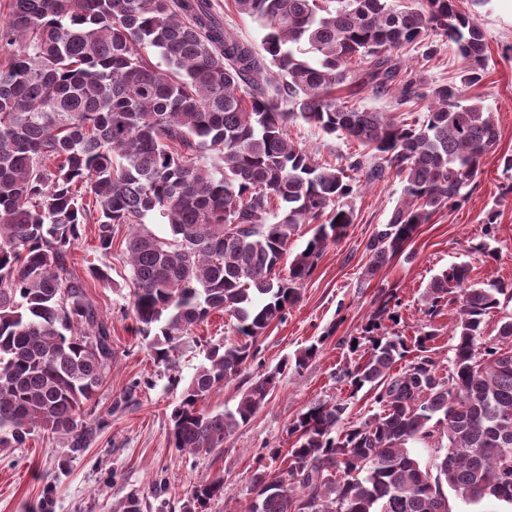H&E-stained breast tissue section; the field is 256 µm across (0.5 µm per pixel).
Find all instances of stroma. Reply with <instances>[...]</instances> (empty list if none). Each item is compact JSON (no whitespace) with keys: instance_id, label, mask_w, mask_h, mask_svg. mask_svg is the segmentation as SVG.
Masks as SVG:
<instances>
[{"instance_id":"obj_1","label":"stroma","mask_w":512,"mask_h":512,"mask_svg":"<svg viewBox=\"0 0 512 512\" xmlns=\"http://www.w3.org/2000/svg\"><path fill=\"white\" fill-rule=\"evenodd\" d=\"M458 4L482 27L487 43L483 78L467 93L491 107L498 126V141L483 157L467 199L421 225L403 253L369 278L364 274L369 260L366 245L376 228L389 220L401 184L395 177L361 182L351 198L353 224L319 258L285 318L258 338L247 369L213 392L205 408L220 413L233 407L260 374L281 367L311 344H318L319 356L303 369H284L277 390L246 425L227 437L222 448L195 455L172 447L170 415L209 349L236 340L234 322L216 314L195 327L176 354V371L165 370L155 362L147 340L135 331L124 243L127 226L118 228L111 253L104 254L97 249L95 222L84 224L70 256L71 271L88 278L90 266L96 265L108 269L111 277L105 285L91 281L88 290L112 328L116 352L112 370L94 398L102 426L77 452L39 428L25 447L0 448V512H112L113 504L132 492L141 498L143 512H181L190 487L218 474L224 477V493L210 501L207 512H245L258 458L271 448H289L287 427L300 413L344 398L351 420L370 410L365 393L351 394L341 371L355 361L348 341L361 335L384 288L394 289L400 299L396 332L411 336L435 329L434 358L439 368L447 367L455 311L447 305L435 318L425 317L424 293L432 277L464 262L471 282H512V171L503 168L504 157L512 156V0H458ZM400 57L404 68L428 86L453 81L464 67L454 49L442 43L434 53L417 45L401 50ZM288 135L337 165L358 150L357 143L325 135L300 120L289 124ZM492 210L498 213V258L487 263L471 247L482 239L485 217ZM133 384L138 387L134 404L111 412L113 400Z\"/></svg>"}]
</instances>
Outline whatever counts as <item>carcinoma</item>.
<instances>
[{
	"label": "carcinoma",
	"mask_w": 512,
	"mask_h": 512,
	"mask_svg": "<svg viewBox=\"0 0 512 512\" xmlns=\"http://www.w3.org/2000/svg\"><path fill=\"white\" fill-rule=\"evenodd\" d=\"M263 30L262 51L219 20L213 0H9L0 26V448L39 427L86 446L96 391L112 370V336L69 272L68 255L96 216L98 249L126 225L136 331L157 363L214 312L240 343L213 347L171 412L172 447L211 453L278 388L283 368L258 377L232 409L204 408L236 378L252 346L300 297L325 249L354 223L355 175H395L401 200L369 239L365 276L401 254L422 224L466 199L498 139L494 112L464 95L482 79L485 34L457 0H232ZM446 38L469 62L459 81L426 95L394 52ZM159 54L155 63L150 52ZM398 87L400 115L360 108L336 89ZM429 97L425 115L412 105ZM302 120L363 151L336 166L288 139ZM157 214L171 238L146 227ZM313 225L282 273L288 244ZM496 213L473 250L497 259ZM396 296L383 291L368 342L343 369L351 395L367 387L377 411L351 421L348 402L319 403L288 424L290 447L258 463L245 512H452L512 506V313L485 336L512 283L473 284L465 264L429 283L434 318L457 305L448 370L433 331L390 332ZM404 363L394 370L398 363ZM445 438L422 462L409 444ZM224 476L194 485L183 512H206ZM449 500L451 508L455 512H506L511 510L506 504L495 500H488L480 505L467 504L454 495H450Z\"/></svg>",
	"instance_id": "1"
}]
</instances>
